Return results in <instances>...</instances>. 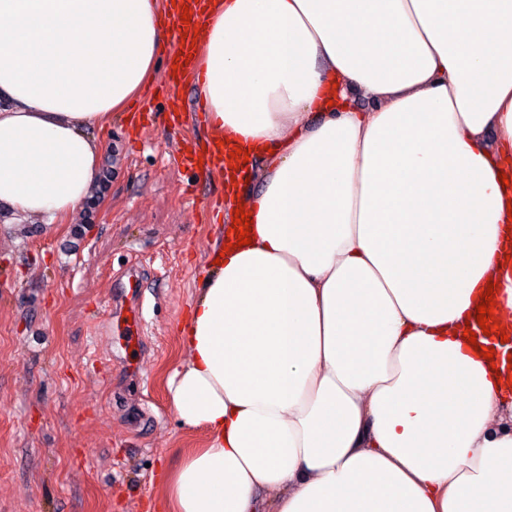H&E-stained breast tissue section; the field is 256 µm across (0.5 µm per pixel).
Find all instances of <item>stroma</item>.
I'll list each match as a JSON object with an SVG mask.
<instances>
[{"instance_id": "35a3bbf8", "label": "stroma", "mask_w": 512, "mask_h": 512, "mask_svg": "<svg viewBox=\"0 0 512 512\" xmlns=\"http://www.w3.org/2000/svg\"><path fill=\"white\" fill-rule=\"evenodd\" d=\"M161 61L142 102L153 128L127 138L122 115L93 135L111 177L99 206L66 224L0 216V512H148L182 451L204 448L179 428L168 382L183 361L180 327L217 237L185 194L186 143L213 138L198 85L193 109L168 123ZM147 284L139 389L113 367V293L129 268Z\"/></svg>"}]
</instances>
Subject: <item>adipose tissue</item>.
<instances>
[{"instance_id": "adipose-tissue-1", "label": "adipose tissue", "mask_w": 512, "mask_h": 512, "mask_svg": "<svg viewBox=\"0 0 512 512\" xmlns=\"http://www.w3.org/2000/svg\"><path fill=\"white\" fill-rule=\"evenodd\" d=\"M177 46L164 0H0V206L81 210ZM198 65L263 184L181 328L209 445L164 512H512V386L463 337L490 281L512 328V0H211Z\"/></svg>"}]
</instances>
